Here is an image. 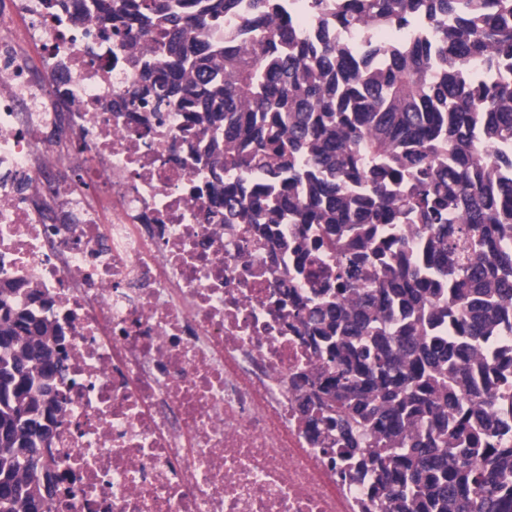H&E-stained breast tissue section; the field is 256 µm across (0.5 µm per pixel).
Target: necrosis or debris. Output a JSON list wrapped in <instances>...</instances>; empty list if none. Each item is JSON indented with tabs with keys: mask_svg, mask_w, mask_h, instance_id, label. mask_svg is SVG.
Returning <instances> with one entry per match:
<instances>
[{
	"mask_svg": "<svg viewBox=\"0 0 512 512\" xmlns=\"http://www.w3.org/2000/svg\"><path fill=\"white\" fill-rule=\"evenodd\" d=\"M159 54L0 0V278L67 350L51 512H382L329 451L295 254L213 218L184 110L130 102Z\"/></svg>",
	"mask_w": 512,
	"mask_h": 512,
	"instance_id": "1",
	"label": "necrosis or debris"
}]
</instances>
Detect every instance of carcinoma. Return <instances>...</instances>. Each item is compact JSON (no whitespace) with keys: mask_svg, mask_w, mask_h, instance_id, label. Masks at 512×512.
Masks as SVG:
<instances>
[{"mask_svg":"<svg viewBox=\"0 0 512 512\" xmlns=\"http://www.w3.org/2000/svg\"><path fill=\"white\" fill-rule=\"evenodd\" d=\"M103 32L153 35L135 100L178 103L215 180L225 224H293L297 255L341 256L332 287L289 297L326 367L316 397L336 457L375 475L384 512H512V427L495 419L512 357L461 360L469 340L512 331V0H95ZM432 40L336 45L335 26ZM230 26L224 39L208 29ZM496 71L474 81L475 63ZM412 224L413 239L385 225ZM0 279V512L41 510L59 485L40 445L60 422L59 329Z\"/></svg>","mask_w":512,"mask_h":512,"instance_id":"carcinoma-1","label":"carcinoma"}]
</instances>
